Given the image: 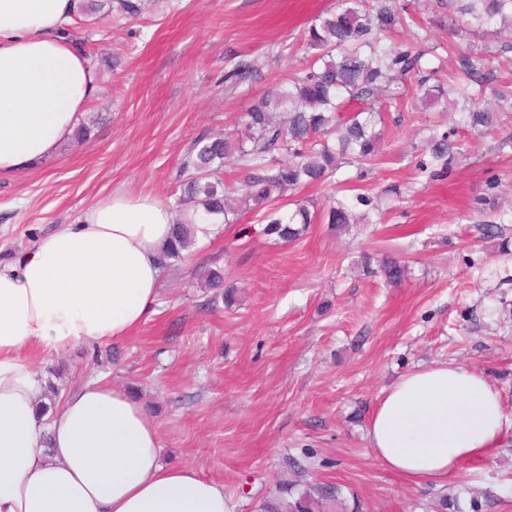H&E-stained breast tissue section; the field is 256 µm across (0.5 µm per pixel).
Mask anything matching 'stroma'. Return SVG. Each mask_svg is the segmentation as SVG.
<instances>
[{"label":"stroma","mask_w":512,"mask_h":512,"mask_svg":"<svg viewBox=\"0 0 512 512\" xmlns=\"http://www.w3.org/2000/svg\"><path fill=\"white\" fill-rule=\"evenodd\" d=\"M333 0H141L134 18L75 15L101 92L82 113L89 140L61 143L35 168L0 175V262L37 237L76 223L112 195H149L175 207L180 167L193 143L240 126L265 90L304 61L302 35ZM257 61L236 94L224 90L231 59ZM456 132L467 151L442 181L429 180L420 129ZM384 144L359 192L400 186L381 224L336 233L314 224L300 239L263 235L255 210L217 227L168 261L150 319L128 338L49 360L33 357L61 393L101 378L144 401L164 464H186L222 484L229 512H258L293 480L335 487L329 512H461L495 493L482 512H512V249L483 238L503 219L512 240V121L470 139L458 112L401 107L384 114ZM499 176L498 210L472 199ZM400 257L398 285L366 275L361 252ZM224 270L222 288L200 273ZM233 289L225 304V289ZM479 370L506 418L501 443L441 487L403 482L374 458L367 429L382 391L433 363Z\"/></svg>","instance_id":"35a3bbf8"}]
</instances>
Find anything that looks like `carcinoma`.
Wrapping results in <instances>:
<instances>
[{
	"label": "carcinoma",
	"mask_w": 512,
	"mask_h": 512,
	"mask_svg": "<svg viewBox=\"0 0 512 512\" xmlns=\"http://www.w3.org/2000/svg\"><path fill=\"white\" fill-rule=\"evenodd\" d=\"M437 22L448 26L451 38L465 33L483 37L500 28L512 29V0H436ZM395 0H335L334 6L313 19L304 33L309 64L270 87L264 97L244 113L247 138L224 135L197 140L190 148L183 170L178 199L179 219L166 258H183L194 241L192 225L235 224L238 212L228 198L220 177L224 162L242 171L240 197L259 208L262 233L291 242L309 225L324 222L339 231L352 224H373L387 210L383 200L401 196L400 187L390 185L375 194L331 197L320 210L311 211L301 201L284 210L277 200L288 191L325 184L344 166H353L363 179L374 165L383 141L380 109L399 107L407 100L417 104H442L463 113L468 134L481 138L499 126L502 116L512 112V78L491 89L486 103L485 68L491 61L488 45L469 44L459 53L458 76L443 83L437 65H422L424 52L411 47H393L387 35L402 24ZM257 71L253 61H238L225 75L231 89L238 80ZM428 160L420 170L432 179L449 175L464 143L452 132L428 130L424 138ZM498 179L486 182L483 193L473 198L478 212L493 208V190ZM361 255L359 264L369 274L380 272L390 284L400 283L407 267L391 256L378 260ZM332 488L305 490L284 502L264 501L261 512H324L323 503L334 500Z\"/></svg>",
	"instance_id": "carcinoma-1"
}]
</instances>
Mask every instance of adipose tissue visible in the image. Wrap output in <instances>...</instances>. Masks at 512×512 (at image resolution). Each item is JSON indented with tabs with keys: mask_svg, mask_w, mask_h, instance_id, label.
Wrapping results in <instances>:
<instances>
[{
	"mask_svg": "<svg viewBox=\"0 0 512 512\" xmlns=\"http://www.w3.org/2000/svg\"><path fill=\"white\" fill-rule=\"evenodd\" d=\"M75 0H0V174L53 156L101 91L61 31ZM174 215L150 196L96 201L0 262V512H228L224 487L160 461L145 406L96 380L41 412L53 357L128 335L153 313ZM504 414L484 376L434 364L385 389L369 420L375 459L412 484L441 486L501 440Z\"/></svg>",
	"mask_w": 512,
	"mask_h": 512,
	"instance_id": "ef3b65f1",
	"label": "adipose tissue"
}]
</instances>
